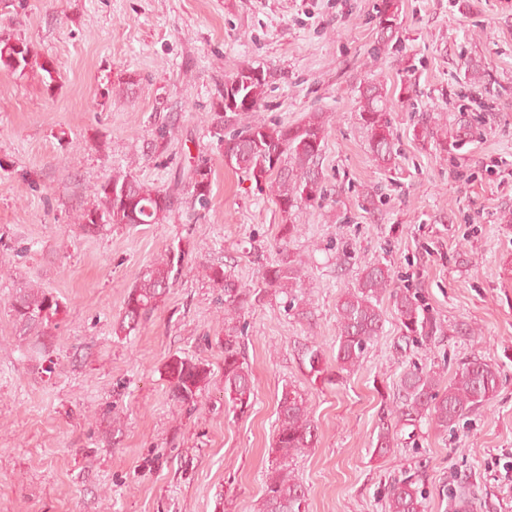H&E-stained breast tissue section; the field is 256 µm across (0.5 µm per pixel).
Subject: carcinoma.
I'll return each mask as SVG.
<instances>
[{
	"instance_id": "carcinoma-1",
	"label": "carcinoma",
	"mask_w": 512,
	"mask_h": 512,
	"mask_svg": "<svg viewBox=\"0 0 512 512\" xmlns=\"http://www.w3.org/2000/svg\"><path fill=\"white\" fill-rule=\"evenodd\" d=\"M400 0H381L375 15L379 42L401 48L399 36ZM469 92L488 91L490 81L481 61L463 62ZM42 71V79L55 81V64L38 61L31 47L20 39L0 34V68L26 74L33 68ZM255 68L243 67L224 82V91L210 113L211 132L224 148V164L268 191L281 216L277 238V258L261 272V286L247 288L223 265L203 267L204 276L214 288L224 291V401L234 413L245 414L253 404L255 380L240 345V321L248 310L261 303L270 292L291 295L303 285L305 261L288 251L297 233V211L324 199L325 186L321 159L328 128L323 113L308 112L294 124L258 120L241 130L224 131V118L235 106L236 112L260 111L267 80L253 76ZM357 120L367 132L368 147L374 161L387 169L394 164L398 138L390 118V99L379 83L366 81L358 87ZM417 139H432L444 146L457 142L458 134L438 122L413 129ZM211 168L204 160L191 161L174 176V185L159 187L139 180L132 170L113 173L112 178L95 188L96 201L75 217V223L87 234L112 224H164L178 210L179 190H190L191 207L206 208L211 194ZM188 249L170 246L151 265L141 270L129 289L124 312L114 331L129 334L143 319L165 303L169 289L178 279ZM390 268L380 261L366 263L357 274L354 287L336 304V368L351 371L361 366L368 345L383 327L379 308L384 295L392 299L403 338L415 344L430 343L444 333L437 319L417 292L408 287H391ZM64 305L52 292L38 284L27 283L11 303L18 334L49 336L56 328ZM302 363L310 376L322 383L332 382V370L324 352L315 341L302 347ZM165 375L172 396L191 403L209 382L210 369L187 357L174 356L165 364ZM499 369L481 358L462 362L450 379L434 368L413 365L401 375L391 415L395 425L428 427L442 432L466 419L493 400L502 386ZM277 424L268 454L272 467L265 480L262 512H306L308 490L289 467V459L317 444V426L311 417L308 400L293 385L282 387L277 397ZM398 432L383 427L377 435L374 454L383 457L397 445ZM428 495L417 468L404 470L389 483L386 512H425Z\"/></svg>"
}]
</instances>
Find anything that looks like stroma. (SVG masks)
Listing matches in <instances>:
<instances>
[{
  "label": "stroma",
  "mask_w": 512,
  "mask_h": 512,
  "mask_svg": "<svg viewBox=\"0 0 512 512\" xmlns=\"http://www.w3.org/2000/svg\"><path fill=\"white\" fill-rule=\"evenodd\" d=\"M380 2L0 0V30L58 71L47 85L0 69V512H259L287 384L318 425L316 446L292 459L307 512H385L389 481L418 462L427 512H449L460 485L474 493L470 512H512V0H401L398 51L377 46ZM471 57L494 79L485 123L457 147L421 142L413 128L429 115L456 126ZM247 66L263 70L267 93L232 127L319 111L329 135L327 196L299 211L290 244L308 257L305 282L295 303L269 295L245 316L257 390L237 416L224 405V293L202 266L224 264L255 288L276 256L273 198L225 167L207 122L225 80ZM367 80L391 101L400 152L389 170L356 117ZM406 87L416 107L403 104ZM165 125L173 138L152 147ZM192 159L212 169L207 209L93 235L75 224L113 173L167 187ZM178 242L189 252L164 305L136 334L115 335L136 274ZM370 260L416 289L445 334L403 347L382 299L362 366L311 383L301 347L316 341L334 361L336 304ZM27 279L64 304L51 335L16 331L9 303ZM175 354L211 371L193 403L169 391ZM475 357L501 371L489 404L447 433L400 431L391 453L374 455L409 364L450 375Z\"/></svg>",
  "instance_id": "stroma-1"
}]
</instances>
